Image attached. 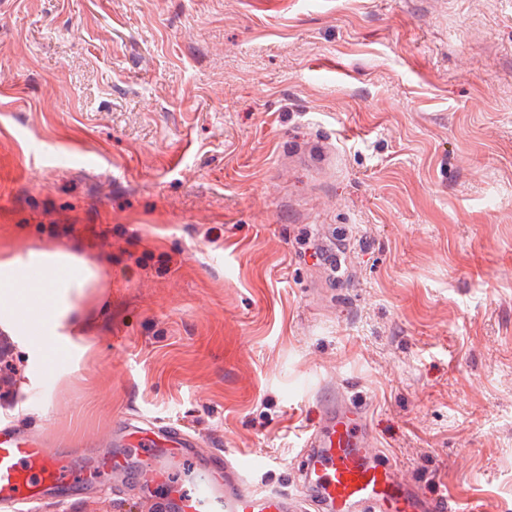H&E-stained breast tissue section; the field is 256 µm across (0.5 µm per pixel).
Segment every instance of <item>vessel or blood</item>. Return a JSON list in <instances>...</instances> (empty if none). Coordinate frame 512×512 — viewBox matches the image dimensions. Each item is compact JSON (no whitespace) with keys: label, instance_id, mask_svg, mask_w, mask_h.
Segmentation results:
<instances>
[{"label":"vessel or blood","instance_id":"1","mask_svg":"<svg viewBox=\"0 0 512 512\" xmlns=\"http://www.w3.org/2000/svg\"><path fill=\"white\" fill-rule=\"evenodd\" d=\"M127 435L136 451L154 456L151 475L170 482L181 512H298L295 498L251 486L256 460L216 455L211 467H188L174 483L171 468L188 456L190 436L171 426L133 423ZM304 448L305 480L326 512H454L451 500L424 499L373 452L362 406L325 399ZM76 479L64 451L46 448L39 436L0 428V512H36L47 493L74 486Z\"/></svg>","mask_w":512,"mask_h":512}]
</instances>
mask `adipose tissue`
I'll return each instance as SVG.
<instances>
[{
	"label": "adipose tissue",
	"mask_w": 512,
	"mask_h": 512,
	"mask_svg": "<svg viewBox=\"0 0 512 512\" xmlns=\"http://www.w3.org/2000/svg\"><path fill=\"white\" fill-rule=\"evenodd\" d=\"M34 270L42 274L41 298L35 302L23 298ZM97 277L91 265L65 248L33 249L23 255L12 247H0V329L21 332L45 345L47 337L78 326L77 298L93 287Z\"/></svg>",
	"instance_id": "1"
}]
</instances>
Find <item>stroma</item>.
Listing matches in <instances>:
<instances>
[{"label": "stroma", "mask_w": 512, "mask_h": 512, "mask_svg": "<svg viewBox=\"0 0 512 512\" xmlns=\"http://www.w3.org/2000/svg\"><path fill=\"white\" fill-rule=\"evenodd\" d=\"M4 243L100 274L67 359L10 339L0 421L83 472L38 512H172L126 421L306 496L326 386L512 512V0H5Z\"/></svg>", "instance_id": "1"}]
</instances>
